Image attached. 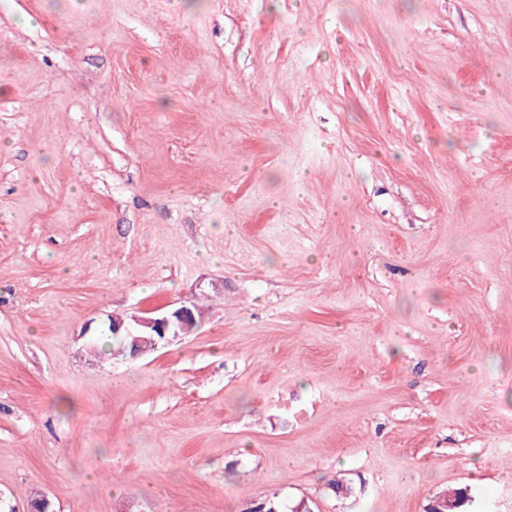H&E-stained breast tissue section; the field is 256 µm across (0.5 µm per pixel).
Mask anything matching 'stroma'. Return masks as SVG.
Returning a JSON list of instances; mask_svg holds the SVG:
<instances>
[{
  "instance_id": "obj_1",
  "label": "stroma",
  "mask_w": 512,
  "mask_h": 512,
  "mask_svg": "<svg viewBox=\"0 0 512 512\" xmlns=\"http://www.w3.org/2000/svg\"><path fill=\"white\" fill-rule=\"evenodd\" d=\"M457 488L512 512V0H0V500ZM157 311L148 312L147 314H152L148 316H132L131 322L111 316L108 322L111 323L112 329L108 326V329L96 336L93 339L94 347L96 344L98 349V344L102 340H106L111 347V353H119L124 350L125 354L120 356H127L131 344L130 340H126L122 336H129L135 347L147 341L153 343L157 349L160 345L179 338L194 322L192 309L188 305H181L163 313H157ZM155 336H157V340L154 338Z\"/></svg>"
}]
</instances>
